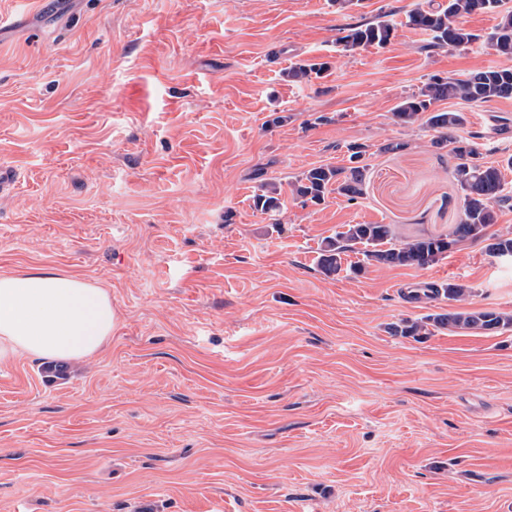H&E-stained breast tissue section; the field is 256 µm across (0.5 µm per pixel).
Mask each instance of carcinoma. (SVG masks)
<instances>
[{
  "label": "carcinoma",
  "instance_id": "obj_1",
  "mask_svg": "<svg viewBox=\"0 0 512 512\" xmlns=\"http://www.w3.org/2000/svg\"><path fill=\"white\" fill-rule=\"evenodd\" d=\"M490 13L498 23L487 40L494 51L512 59V0H444L436 8L417 6L407 12V24L432 34V48L466 47L476 40L463 24V18L475 13ZM394 27L387 20L372 23L346 25L340 28L338 42L346 51L369 46L382 47L393 36ZM326 69L323 63H298L288 71V78L300 82L311 74ZM512 98V66L478 70L462 78L432 75L417 92L398 104L394 116L402 124L419 121L436 131L433 145L442 148L452 145L456 159L451 170L453 183L461 193L463 218L452 225L448 232L426 237L402 239L391 224H345L336 235L322 240L319 263L322 271L335 274L341 269V255L363 246L362 255L369 265H388L425 268L435 263L463 241H480L491 255L512 258V229L490 231L497 221V211L512 207V194L505 190L502 168H512V156L502 164H489L483 160L479 143L454 135L466 118L456 111H434L435 103L445 100H461L468 103H484L494 99ZM349 166L320 165L304 171L293 183V194L302 204L319 205L330 193H336L350 201L361 194L364 167L352 164L353 158L366 154L363 144H350ZM280 189L272 181L260 184L254 195V206L262 212L279 208ZM471 289L460 283L449 282L425 294L428 299L444 297L454 302H464ZM448 328L458 332L493 333L512 327V314L470 310L460 306L448 314L430 315L423 320H404L390 327L391 333L400 336H425L429 327Z\"/></svg>",
  "mask_w": 512,
  "mask_h": 512
}]
</instances>
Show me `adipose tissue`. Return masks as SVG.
I'll use <instances>...</instances> for the list:
<instances>
[{"label": "adipose tissue", "instance_id": "ef3b65f1", "mask_svg": "<svg viewBox=\"0 0 512 512\" xmlns=\"http://www.w3.org/2000/svg\"><path fill=\"white\" fill-rule=\"evenodd\" d=\"M116 321L109 291L74 274L0 273V361L86 360L104 348Z\"/></svg>", "mask_w": 512, "mask_h": 512}]
</instances>
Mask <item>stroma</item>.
<instances>
[{"instance_id":"1","label":"stroma","mask_w":512,"mask_h":512,"mask_svg":"<svg viewBox=\"0 0 512 512\" xmlns=\"http://www.w3.org/2000/svg\"><path fill=\"white\" fill-rule=\"evenodd\" d=\"M417 2L0 0V272L79 275L117 315L88 362H0V512H512V330L389 331L454 310L414 298L427 283L512 313V263L467 241L423 269L319 266L343 225L462 216L450 148L394 111L506 60L494 15L435 48ZM381 15L389 44L343 51L338 26ZM301 62L327 69L289 81ZM436 107L487 162L512 155V99ZM354 142L356 200L292 196ZM271 180L281 207L257 211Z\"/></svg>"}]
</instances>
